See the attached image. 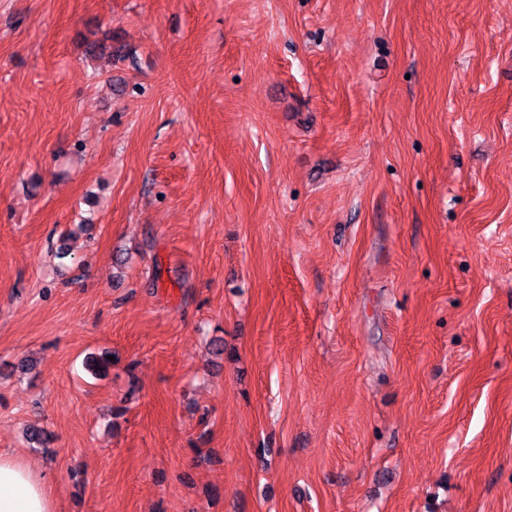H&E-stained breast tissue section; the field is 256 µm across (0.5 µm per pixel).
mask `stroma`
<instances>
[{
	"mask_svg": "<svg viewBox=\"0 0 512 512\" xmlns=\"http://www.w3.org/2000/svg\"><path fill=\"white\" fill-rule=\"evenodd\" d=\"M0 448L54 512H512V0H0Z\"/></svg>",
	"mask_w": 512,
	"mask_h": 512,
	"instance_id": "stroma-1",
	"label": "stroma"
}]
</instances>
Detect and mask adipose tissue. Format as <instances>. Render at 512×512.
Wrapping results in <instances>:
<instances>
[{
    "label": "adipose tissue",
    "mask_w": 512,
    "mask_h": 512,
    "mask_svg": "<svg viewBox=\"0 0 512 512\" xmlns=\"http://www.w3.org/2000/svg\"><path fill=\"white\" fill-rule=\"evenodd\" d=\"M45 474L0 448V512H54Z\"/></svg>",
    "instance_id": "adipose-tissue-1"
}]
</instances>
